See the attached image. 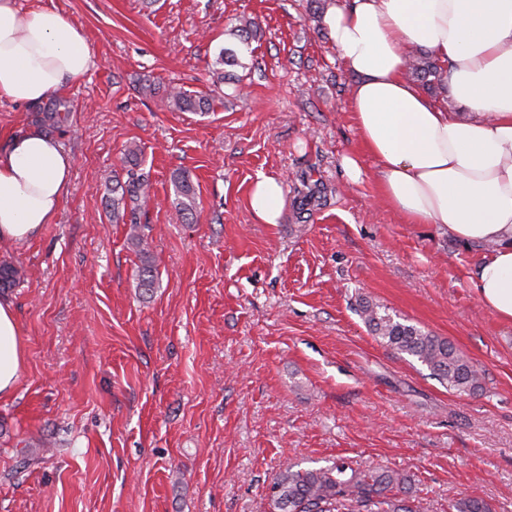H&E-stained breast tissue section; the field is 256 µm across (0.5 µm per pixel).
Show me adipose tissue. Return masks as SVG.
Wrapping results in <instances>:
<instances>
[{"label": "adipose tissue", "mask_w": 512, "mask_h": 512, "mask_svg": "<svg viewBox=\"0 0 512 512\" xmlns=\"http://www.w3.org/2000/svg\"><path fill=\"white\" fill-rule=\"evenodd\" d=\"M323 25L357 77L350 109L381 201L405 223L492 244L475 269V297L512 321V0H351L331 6ZM414 47L445 65L468 118L407 80ZM91 64L86 39L56 9L0 0V100L41 102ZM72 168L59 140L36 127L0 150V243L27 241L52 223ZM249 203L264 223H278L280 183L259 177ZM23 361L13 304L0 298V398L14 393Z\"/></svg>", "instance_id": "obj_1"}]
</instances>
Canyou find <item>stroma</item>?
<instances>
[{
	"mask_svg": "<svg viewBox=\"0 0 512 512\" xmlns=\"http://www.w3.org/2000/svg\"><path fill=\"white\" fill-rule=\"evenodd\" d=\"M55 8L94 63L56 91L74 158L53 223L0 244L23 277L14 304L25 360L0 399V512H270L286 465L413 475L429 512L479 497L512 512V323L484 309L471 275L486 254L378 200L349 99L355 76L314 0H17ZM260 30L224 83L210 73L241 17ZM155 95L139 93L143 79ZM171 85L213 92L177 112ZM141 150L140 215L157 275L105 195ZM361 157L351 181L343 156ZM195 187L178 213L171 178ZM281 182L267 224L258 176ZM450 341L482 368L457 396L374 339L359 299ZM249 203L264 223H278L285 203L280 183L274 178L260 176L253 184Z\"/></svg>",
	"mask_w": 512,
	"mask_h": 512,
	"instance_id": "35a3bbf8",
	"label": "stroma"
}]
</instances>
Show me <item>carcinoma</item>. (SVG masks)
<instances>
[{"label":"carcinoma","mask_w":512,"mask_h":512,"mask_svg":"<svg viewBox=\"0 0 512 512\" xmlns=\"http://www.w3.org/2000/svg\"><path fill=\"white\" fill-rule=\"evenodd\" d=\"M257 27L258 23L251 17L239 20L236 32L242 44L249 45ZM238 64L237 53L222 47L215 55L212 74L222 82L224 67ZM408 74L428 87L432 80L439 79L440 67L419 49L409 54ZM167 101L169 108L178 112H208L212 109V99L208 96L176 87L168 90ZM69 118L70 108L63 101L55 100L35 113L33 121L54 131L67 126ZM125 162L128 164L127 179L112 180L109 207L113 223L130 224L129 241L143 261L138 273L140 287L149 290L155 287L156 280L137 212L149 200L150 183L147 176L137 172L139 147L125 150ZM172 183L176 208L186 216L194 210L195 188L189 177L181 172L173 174ZM359 312L376 338L397 353L416 359L448 391L471 395L482 388L483 371L448 340L401 323L369 301L359 302ZM270 491L272 512H428L424 499L412 495L410 476L393 470L355 469L343 464L309 469L287 465L274 478ZM448 512H492V507L479 498H461L448 505Z\"/></svg>","instance_id":"1"}]
</instances>
